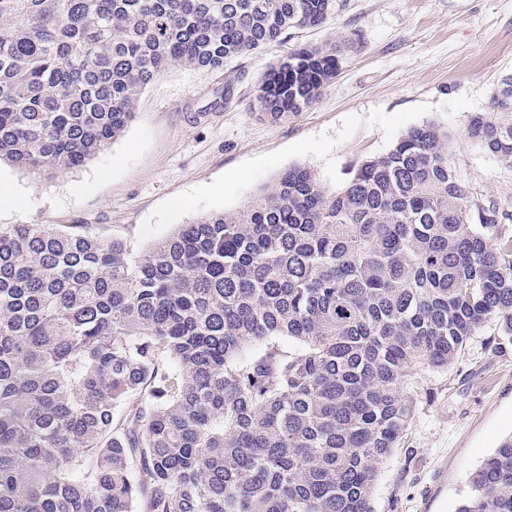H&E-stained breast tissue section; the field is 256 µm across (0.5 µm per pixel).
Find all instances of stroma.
<instances>
[{
	"label": "stroma",
	"mask_w": 512,
	"mask_h": 512,
	"mask_svg": "<svg viewBox=\"0 0 512 512\" xmlns=\"http://www.w3.org/2000/svg\"><path fill=\"white\" fill-rule=\"evenodd\" d=\"M288 46L332 43L336 78L317 101L271 122L250 109L279 47L221 70L172 67L140 95L121 138L81 167L47 178L0 164L28 193L0 202V224H81L145 250L214 213L244 207L289 167L340 188L350 167L390 149L411 127L447 131L448 160L475 200L512 214V169L466 136L512 74V0H337ZM487 323L446 370H422L426 393L375 486V512H457L468 479L512 434V345Z\"/></svg>",
	"instance_id": "35a3bbf8"
}]
</instances>
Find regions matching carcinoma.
Returning a JSON list of instances; mask_svg holds the SVG:
<instances>
[{
  "label": "carcinoma",
  "mask_w": 512,
  "mask_h": 512,
  "mask_svg": "<svg viewBox=\"0 0 512 512\" xmlns=\"http://www.w3.org/2000/svg\"><path fill=\"white\" fill-rule=\"evenodd\" d=\"M336 0H0V162L55 175L123 136L172 66L325 23ZM264 73L279 121L338 70ZM512 168V74L466 131ZM406 131L331 191L293 166L236 212L138 251L75 224L0 225V512H374L417 399L486 323L512 344V229ZM457 512H512V435Z\"/></svg>",
  "instance_id": "cac0c4a2"
}]
</instances>
